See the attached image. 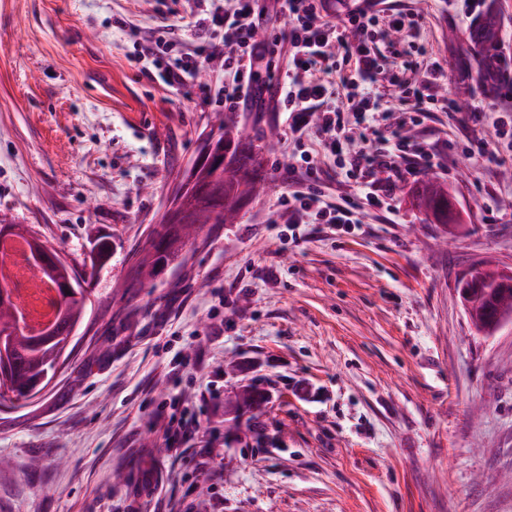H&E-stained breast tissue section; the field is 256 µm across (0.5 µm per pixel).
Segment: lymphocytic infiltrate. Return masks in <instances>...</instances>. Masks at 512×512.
Returning a JSON list of instances; mask_svg holds the SVG:
<instances>
[{
    "label": "lymphocytic infiltrate",
    "instance_id": "f902f5d3",
    "mask_svg": "<svg viewBox=\"0 0 512 512\" xmlns=\"http://www.w3.org/2000/svg\"><path fill=\"white\" fill-rule=\"evenodd\" d=\"M279 2L287 26L265 37L256 0H197L191 41L165 27L134 57L170 87L185 86L202 63L218 62L216 86L200 91L215 94L228 112L273 102L290 159L275 223L291 232L304 224L360 227L385 207L397 181L434 168V149L417 134L430 112L452 121L462 113L478 127L464 147L469 159H495L499 146L512 150V74L489 70L493 96L460 106L447 71L425 58L422 15L381 12L384 0H353L342 16L327 0ZM268 57L279 73L274 84L258 72ZM332 167L344 171L348 192L327 183Z\"/></svg>",
    "mask_w": 512,
    "mask_h": 512
}]
</instances>
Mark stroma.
<instances>
[{
    "mask_svg": "<svg viewBox=\"0 0 512 512\" xmlns=\"http://www.w3.org/2000/svg\"><path fill=\"white\" fill-rule=\"evenodd\" d=\"M387 4L424 15L421 40L460 105L483 98L485 56L459 15ZM196 11L0 0V218L42 234L91 290L69 364L40 397L0 408V512H512V326L477 334L456 293L482 264L512 268V151L474 163L445 113L419 134L455 146L399 182L394 223L379 212L351 233L281 235L278 150L239 223L205 225L125 295L224 115L199 79L173 89L129 57L152 28L189 35ZM430 177L455 204L449 240L416 205ZM101 240L112 254L99 267ZM249 387L262 414L226 405ZM174 398L211 441L168 447L161 404Z\"/></svg>",
    "mask_w": 512,
    "mask_h": 512,
    "instance_id": "35a3bbf8",
    "label": "stroma"
}]
</instances>
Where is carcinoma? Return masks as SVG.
Wrapping results in <instances>:
<instances>
[{"label": "carcinoma", "mask_w": 512, "mask_h": 512, "mask_svg": "<svg viewBox=\"0 0 512 512\" xmlns=\"http://www.w3.org/2000/svg\"><path fill=\"white\" fill-rule=\"evenodd\" d=\"M266 153H270V150L266 148L265 135L250 139L239 125L236 113H224L213 148L204 153L196 164L199 171L204 173V178L195 183L197 196L186 202L197 223L182 228L177 224L157 225L150 233L149 247L145 249L135 274L129 279L125 294H132L143 286L145 280L156 276L169 261L178 257L187 242L204 225L238 223L245 200L260 197L266 192L263 170V155ZM226 156L234 167L221 175L217 170ZM420 206L426 215L438 223H448V191L438 181L428 180ZM41 275L58 289L62 305L60 316L49 329L54 336L50 343L42 347L33 346L34 338L14 327L13 312L17 310V303L9 298L0 299V332H15L9 390L16 397L25 396L28 383L34 378L43 374L53 375L70 326L84 318L89 300L90 292L84 287L85 279L73 264L56 262L50 257ZM470 303L475 325L479 326L499 309L512 311V291L475 289L470 294Z\"/></svg>", "instance_id": "obj_1"}]
</instances>
